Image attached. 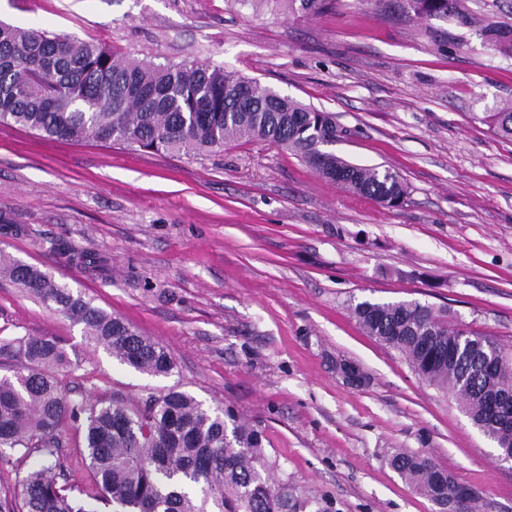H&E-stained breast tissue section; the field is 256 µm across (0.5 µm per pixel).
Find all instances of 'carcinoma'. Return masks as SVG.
I'll return each mask as SVG.
<instances>
[{
    "label": "carcinoma",
    "instance_id": "obj_1",
    "mask_svg": "<svg viewBox=\"0 0 512 512\" xmlns=\"http://www.w3.org/2000/svg\"><path fill=\"white\" fill-rule=\"evenodd\" d=\"M421 18L453 20L512 53V29L479 25L462 0H405ZM291 14L317 16L335 0H272ZM496 135L512 140V105L486 117ZM0 124L74 143H121L147 151L202 156L250 140L299 156L318 175L387 208L401 206L406 188L396 172L352 163L325 147L336 143L333 117L280 94L254 78L206 62L154 64L123 57L93 40L0 22ZM0 275L62 314L83 335L137 372L166 377L167 347L81 291L36 265L0 256ZM371 336L399 351L414 372L458 399L497 449L512 451V424L492 423L487 398L512 385V357L492 338L448 326L420 302L355 305ZM0 458L40 461L14 487H0V512H311L314 501L264 469L262 432L175 387L143 402L89 404L73 399L60 375L73 368L55 336L0 337ZM83 422L82 459L92 482L69 484L62 463L66 422ZM391 468L447 512L457 495L448 472L399 448Z\"/></svg>",
    "mask_w": 512,
    "mask_h": 512
}]
</instances>
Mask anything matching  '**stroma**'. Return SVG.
<instances>
[{
  "label": "stroma",
  "mask_w": 512,
  "mask_h": 512,
  "mask_svg": "<svg viewBox=\"0 0 512 512\" xmlns=\"http://www.w3.org/2000/svg\"><path fill=\"white\" fill-rule=\"evenodd\" d=\"M397 3L306 17L240 0H0L2 21L145 62L207 61L332 113L337 155L408 187L386 209L265 141L193 157L0 125V254L164 344L175 368L120 365L1 280L0 336L60 338L77 398L177 387L231 410L262 430L269 474L328 512H436L388 465L392 448L478 490L481 512H512V462L351 313L415 300L512 353V142L484 121L512 102V55L449 21L398 17ZM76 251L102 267L72 264Z\"/></svg>",
  "instance_id": "obj_1"
}]
</instances>
